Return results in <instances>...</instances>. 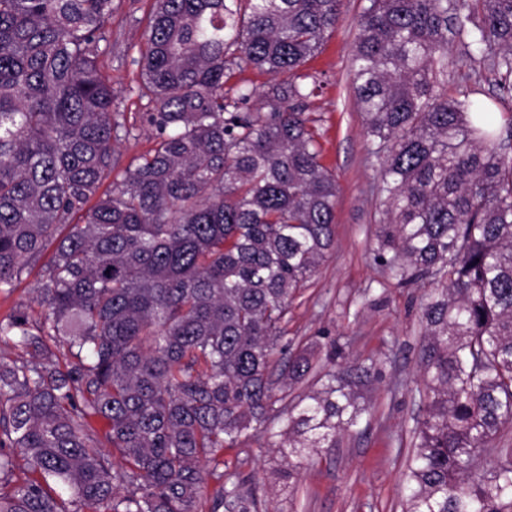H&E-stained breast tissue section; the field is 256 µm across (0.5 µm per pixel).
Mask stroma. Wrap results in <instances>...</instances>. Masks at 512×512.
I'll return each mask as SVG.
<instances>
[{
    "instance_id": "obj_1",
    "label": "stroma",
    "mask_w": 512,
    "mask_h": 512,
    "mask_svg": "<svg viewBox=\"0 0 512 512\" xmlns=\"http://www.w3.org/2000/svg\"><path fill=\"white\" fill-rule=\"evenodd\" d=\"M109 48L99 61L112 80L115 104L137 136L116 146L120 166L149 149L152 129L144 120L149 106L137 92L138 69L132 60L152 12L154 0H113ZM363 0H343L336 29L310 71L325 85L307 111L323 134V164L333 171L340 193L335 211V247L318 273L294 301L288 337L309 344L320 337L339 339L352 356L378 360L381 376L363 397L371 414L333 448L303 461L292 481L281 477L288 462L274 448L252 441L224 451L236 469L244 493L260 512H402L406 460L414 431L423 417L418 389L423 342L419 301L423 283L401 285L389 278L372 254L381 217L376 164L369 157L362 117L348 77L349 58L358 35ZM445 72L451 94L467 93L488 108L498 132L512 96L499 91L485 63L459 42L448 48Z\"/></svg>"
}]
</instances>
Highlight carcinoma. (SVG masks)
<instances>
[{
    "label": "carcinoma",
    "mask_w": 512,
    "mask_h": 512,
    "mask_svg": "<svg viewBox=\"0 0 512 512\" xmlns=\"http://www.w3.org/2000/svg\"><path fill=\"white\" fill-rule=\"evenodd\" d=\"M342 4L155 0L133 59L154 145L114 179L136 128L98 62L113 0H0V292L38 265L44 309L0 319L26 352L0 353V512H198L211 480V512H249L224 449L262 438L304 458L370 414L373 362L282 405L315 355L344 357L335 340L293 351L286 330L335 241L306 64ZM358 26L374 258L430 285L405 512H512V130L443 74L451 32L512 92V0H368ZM248 69L278 82L230 84ZM21 463L38 477L18 481Z\"/></svg>",
    "instance_id": "obj_1"
}]
</instances>
